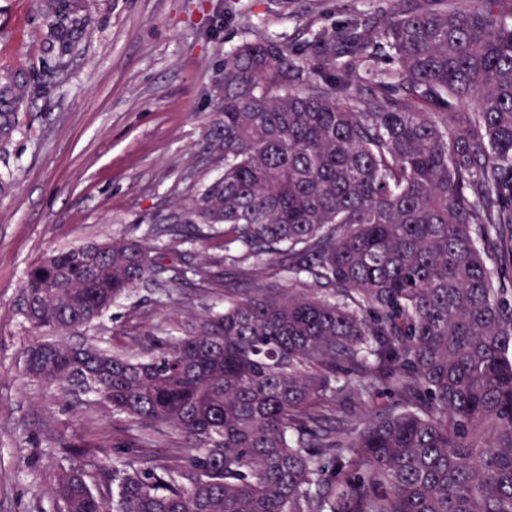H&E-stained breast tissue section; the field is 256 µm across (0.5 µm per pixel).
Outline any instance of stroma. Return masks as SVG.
<instances>
[{
	"label": "stroma",
	"instance_id": "1",
	"mask_svg": "<svg viewBox=\"0 0 512 512\" xmlns=\"http://www.w3.org/2000/svg\"><path fill=\"white\" fill-rule=\"evenodd\" d=\"M387 0H93L89 37L75 40L64 69L45 68L41 0H0V70L23 68L50 84L31 99L22 134L0 175V512H49L54 474L78 447L94 461L125 455L126 422L91 393L65 395L30 378L31 339L22 282L47 255L104 239H147L167 263L224 259V240L175 242L165 202L217 166L202 147L215 78L243 37L242 20L288 42L339 26L350 11ZM224 305L223 284L174 296L144 285L118 299L85 334L93 344L127 345L134 315L175 329L187 308Z\"/></svg>",
	"mask_w": 512,
	"mask_h": 512
}]
</instances>
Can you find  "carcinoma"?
Wrapping results in <instances>:
<instances>
[{
	"mask_svg": "<svg viewBox=\"0 0 512 512\" xmlns=\"http://www.w3.org/2000/svg\"><path fill=\"white\" fill-rule=\"evenodd\" d=\"M61 67L85 0H45ZM298 45L251 30L224 53L204 152L224 174L168 204L174 238L224 237V310L148 354L81 335L182 273L144 240L45 258L23 285L25 371L91 392L183 452L59 467L53 512H512V0H389ZM41 88L0 75V159ZM360 423L330 402L375 401Z\"/></svg>",
	"mask_w": 512,
	"mask_h": 512,
	"instance_id": "cac0c4a2",
	"label": "carcinoma"
}]
</instances>
